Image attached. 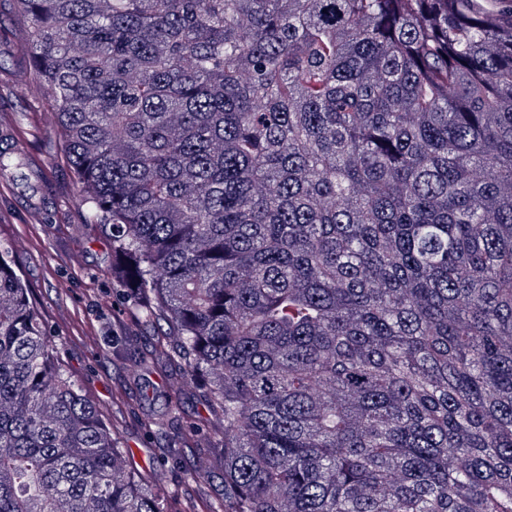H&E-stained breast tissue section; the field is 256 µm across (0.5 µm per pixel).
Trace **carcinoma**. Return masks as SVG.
Masks as SVG:
<instances>
[{
  "mask_svg": "<svg viewBox=\"0 0 512 512\" xmlns=\"http://www.w3.org/2000/svg\"><path fill=\"white\" fill-rule=\"evenodd\" d=\"M13 2L215 503L133 465L0 242V512H512V0Z\"/></svg>",
  "mask_w": 512,
  "mask_h": 512,
  "instance_id": "obj_1",
  "label": "carcinoma"
}]
</instances>
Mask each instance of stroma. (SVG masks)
<instances>
[{
	"mask_svg": "<svg viewBox=\"0 0 512 512\" xmlns=\"http://www.w3.org/2000/svg\"><path fill=\"white\" fill-rule=\"evenodd\" d=\"M23 30L12 0H0V136L14 142L43 179L35 188L12 185L0 176V240L12 243L20 272L63 362L95 398L104 417L121 424L127 448L140 469L156 466L155 449L166 447L178 431L205 417L203 406L186 398L167 427L147 434L146 420L164 413L168 390L161 373L130 375L113 354L116 337L127 350L148 348L156 328L131 329L121 286L111 275L112 237L88 223L54 125L49 98L17 84L27 69Z\"/></svg>",
	"mask_w": 512,
	"mask_h": 512,
	"instance_id": "1",
	"label": "stroma"
}]
</instances>
